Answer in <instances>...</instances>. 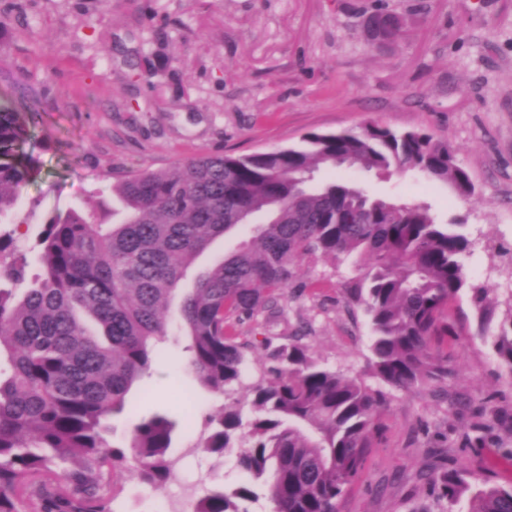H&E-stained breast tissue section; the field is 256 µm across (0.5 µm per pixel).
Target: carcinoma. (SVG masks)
<instances>
[{"label": "carcinoma", "instance_id": "obj_1", "mask_svg": "<svg viewBox=\"0 0 512 512\" xmlns=\"http://www.w3.org/2000/svg\"><path fill=\"white\" fill-rule=\"evenodd\" d=\"M32 119L0 104V219L14 223L22 188L38 173L22 151ZM304 146L249 155H203L169 170L117 177L123 204L117 224L80 211L56 214L39 234L41 273L27 277L24 235L0 230V512H113L112 471L131 454L150 484L172 475L167 451L175 425L154 417L135 425L126 448L104 438V418L125 405L132 385L150 374L156 344L167 335L164 310L212 242L258 213L252 239L196 276L178 307L189 343L186 365L207 391L240 383L251 344L227 331L229 315L250 317L293 282L300 262L355 255L364 272L351 303L369 317L373 374L393 390L448 375L433 356V336L448 333L442 315L466 285L460 256L469 241L454 225L434 222L425 205L373 199L348 182L318 188L321 169L411 168L449 182L466 196L468 172L452 150L424 131L377 123L359 133L309 132ZM479 337L512 375V308L492 337L495 306L473 289ZM273 378L252 388V417L226 405L195 444L221 455L237 437L247 481L214 485L193 512H247L261 482L273 512H339L346 487L371 447L388 393L320 366L297 337L275 347ZM443 512H512V483L485 479L467 496L459 468L425 475Z\"/></svg>", "mask_w": 512, "mask_h": 512}]
</instances>
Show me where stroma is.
<instances>
[{
	"instance_id": "1",
	"label": "stroma",
	"mask_w": 512,
	"mask_h": 512,
	"mask_svg": "<svg viewBox=\"0 0 512 512\" xmlns=\"http://www.w3.org/2000/svg\"><path fill=\"white\" fill-rule=\"evenodd\" d=\"M377 12L398 19L396 41L371 43ZM0 15V101L32 115L24 150L40 166L18 215L30 244L54 214L111 222L114 179L142 168L296 146L308 132L371 121L451 146L475 187L466 200L415 170L344 172L372 196L428 205L471 246L461 257L469 287L447 313L448 335L431 340L448 376L390 392L339 512H440L423 476L451 466L512 482L499 454L512 448V375L476 337L470 292L492 288L501 315L512 305V0H0ZM355 275L347 261H304L275 322L231 316L232 334L253 347L226 396L175 368L188 339L169 309L160 359L109 417L108 439L127 446L136 424L168 418L174 476L153 487L133 462L116 467L115 512H162L182 486L198 498L244 480L239 449L217 457L196 442L222 405L249 403L271 377L270 348L288 337L378 387L369 318L348 302Z\"/></svg>"
}]
</instances>
